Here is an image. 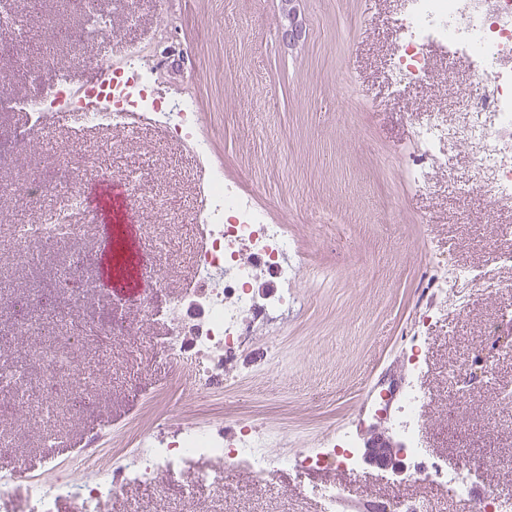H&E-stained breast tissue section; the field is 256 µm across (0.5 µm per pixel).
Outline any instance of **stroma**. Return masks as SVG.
Returning <instances> with one entry per match:
<instances>
[{
    "label": "stroma",
    "mask_w": 512,
    "mask_h": 512,
    "mask_svg": "<svg viewBox=\"0 0 512 512\" xmlns=\"http://www.w3.org/2000/svg\"><path fill=\"white\" fill-rule=\"evenodd\" d=\"M95 6L113 16L118 44L149 41L160 20L159 0H95ZM169 7L180 19L179 78L196 88L212 160L290 225L299 243L292 262L305 273L326 275L320 287L300 289V308L275 331L234 352L232 379L215 385L197 416L257 424L272 453L329 452L354 435L366 386L387 366H399L406 381L429 395L420 430L428 458L450 465L469 454L480 462L471 475L476 488L512 500V408L498 402L503 391L512 392V348L494 345L496 335L512 334V267L493 263L500 226H512V205L491 207L472 188V157L457 147L430 170V193L416 192L401 168L416 127L432 114L452 113L454 92L473 82L472 69L432 47L436 81L393 93L387 71L400 0H299L307 33L286 54L279 50L273 0H169ZM22 14L30 23L28 48L20 72L5 74L9 92L48 91L62 75L95 84L83 62L102 55L104 44L45 56L43 29L33 24L30 8ZM42 134L86 193H93L103 170L152 193V201L136 209L141 261L144 274L159 270L166 280L147 302L118 307L128 326L124 336L91 341L79 355L95 376L97 408L63 414L50 428L33 417L11 435L15 452L39 475L47 434L82 446L103 424L124 428L140 419L157 392L183 405L161 356L162 316L171 296L194 280L191 218L204 166L159 125L80 131L50 125ZM435 258L488 268L506 288L468 290L461 313L452 286L424 314L421 277ZM60 261L55 248L46 247L39 269L6 265L0 275L12 292L36 295ZM480 354L490 357L493 378L460 399L448 370ZM324 485L350 491L354 503L420 501L428 512L460 508L445 490L363 464L355 470L278 469L261 480L248 468L228 469L221 490L193 500L173 483L131 486L103 512H323L314 490Z\"/></svg>",
    "instance_id": "1"
}]
</instances>
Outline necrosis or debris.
Listing matches in <instances>:
<instances>
[{"instance_id":"necrosis-or-debris-1","label":"necrosis or debris","mask_w":512,"mask_h":512,"mask_svg":"<svg viewBox=\"0 0 512 512\" xmlns=\"http://www.w3.org/2000/svg\"><path fill=\"white\" fill-rule=\"evenodd\" d=\"M398 43L390 65L394 84L420 83L433 77L426 50L447 48L450 55L469 61L475 80L461 90L457 101L460 117L448 123L433 116L415 132L416 149L408 164L414 185L428 189V173L445 143L453 142L471 152L474 180L492 201L512 200V0H403L396 21ZM160 81V61L154 44L125 47L113 57L106 77L97 86L84 88L70 82L58 84L48 95L19 98L16 108L42 116L48 112L80 114L83 123L96 127L126 125L130 113L139 112L160 122L180 142L205 150L195 96L178 89L175 102L155 93ZM56 179L47 175L24 178V195L40 202L55 191H64L65 204L42 210L38 222L13 227V259L18 264H35L40 246L52 243L65 247L64 263L53 286L44 290L39 304L8 294L0 307L13 313V333L37 336L42 343L34 358L41 367L37 387H30L24 369L16 364L0 367V453L11 445L5 430L18 428L32 399L62 402L77 411L93 406L98 399L88 384L85 367L75 353L86 336L124 334L125 324L112 309L86 325L84 332L68 336L48 335L41 309L57 308V289L71 287L74 280L97 263L93 252L71 248L81 230L75 211L81 208V190L69 180L67 168L56 164ZM202 244L195 257L197 285L177 296L168 314V342L162 355L179 384L192 400L211 396V382L223 376L224 363L236 348L253 336L268 335L288 314L295 302L294 286L302 271L288 256L294 247L284 224L272 223L268 211L251 195L240 192L223 168L212 169L198 209ZM469 288L491 286L483 271L447 268L435 264L426 275L421 299L433 309L447 280ZM428 396L418 385L406 389L397 413L390 418L393 430L405 446L410 464L405 479L433 483L450 497L471 500L474 512H511L497 497L484 493L472 497V486L464 472L440 465L428 466L420 458L415 434L422 421ZM175 427L171 442L154 440L156 430ZM136 447L115 456L100 450L91 459L93 470L83 460L67 464L49 462L54 478L32 476L23 460H14L0 476V512H56L60 499L69 498L78 512H101L103 505L129 485H155L160 480L179 484L186 496L224 486V471L244 466L257 476L292 466L298 469L338 465L353 469L358 455L345 448L342 455L270 454L261 451L256 426L242 425L226 435L223 419L194 420L156 408L133 432ZM219 461L216 469H196L192 460ZM27 486L22 500L12 496L14 484Z\"/></svg>"}]
</instances>
